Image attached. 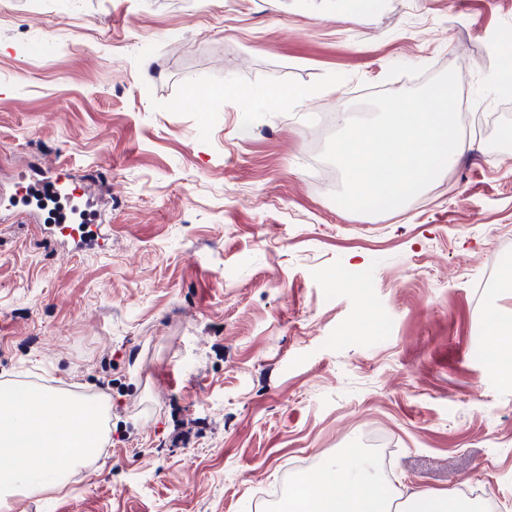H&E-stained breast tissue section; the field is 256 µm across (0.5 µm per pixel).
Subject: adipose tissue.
<instances>
[{
	"mask_svg": "<svg viewBox=\"0 0 512 512\" xmlns=\"http://www.w3.org/2000/svg\"><path fill=\"white\" fill-rule=\"evenodd\" d=\"M102 437L101 413L78 400L38 387L1 388L0 512H8L16 496L66 490L72 472L98 455ZM378 481L370 458H336L319 480L299 479L291 512H390Z\"/></svg>",
	"mask_w": 512,
	"mask_h": 512,
	"instance_id": "adipose-tissue-1",
	"label": "adipose tissue"
}]
</instances>
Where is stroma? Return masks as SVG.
<instances>
[{"label":"stroma","mask_w":512,"mask_h":512,"mask_svg":"<svg viewBox=\"0 0 512 512\" xmlns=\"http://www.w3.org/2000/svg\"><path fill=\"white\" fill-rule=\"evenodd\" d=\"M0 0V191L97 174L107 250L0 216V383L109 404L100 455L11 512H272L260 492L389 449L382 487L512 512V389L485 284L512 251V0ZM41 45L39 54L29 51ZM454 69L473 148L403 206L309 179L375 92ZM309 91L303 105L269 98Z\"/></svg>","instance_id":"stroma-1"}]
</instances>
